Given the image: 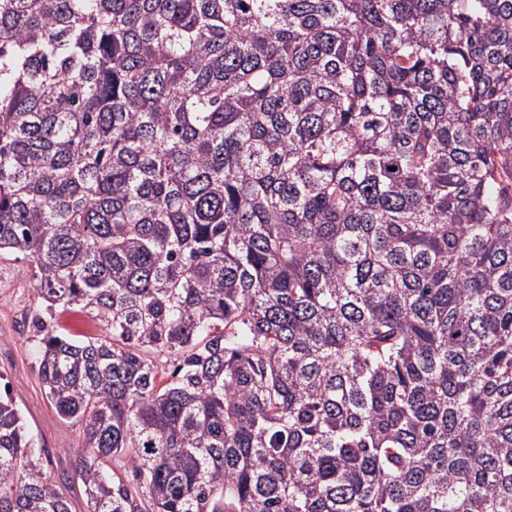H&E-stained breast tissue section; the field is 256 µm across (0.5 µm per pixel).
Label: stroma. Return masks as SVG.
Wrapping results in <instances>:
<instances>
[{"instance_id":"35a3bbf8","label":"stroma","mask_w":512,"mask_h":512,"mask_svg":"<svg viewBox=\"0 0 512 512\" xmlns=\"http://www.w3.org/2000/svg\"><path fill=\"white\" fill-rule=\"evenodd\" d=\"M40 308L30 260L0 256V377L23 411L44 471L61 485L72 512H84L82 484L71 467L85 453L80 426L57 414L35 365L33 319Z\"/></svg>"}]
</instances>
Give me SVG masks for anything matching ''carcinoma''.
Wrapping results in <instances>:
<instances>
[{
	"label": "carcinoma",
	"instance_id": "carcinoma-1",
	"mask_svg": "<svg viewBox=\"0 0 512 512\" xmlns=\"http://www.w3.org/2000/svg\"><path fill=\"white\" fill-rule=\"evenodd\" d=\"M2 254L87 512H512V0H0ZM82 320H92V318L84 313H78V312H65L57 314L55 319L51 322L53 324V329H58L61 331H65L66 333L73 334L75 336L79 335H86L91 337H101L103 334V331L100 326L97 325L96 331L91 334L87 335L83 332H81L77 326L76 323Z\"/></svg>",
	"mask_w": 512,
	"mask_h": 512
}]
</instances>
